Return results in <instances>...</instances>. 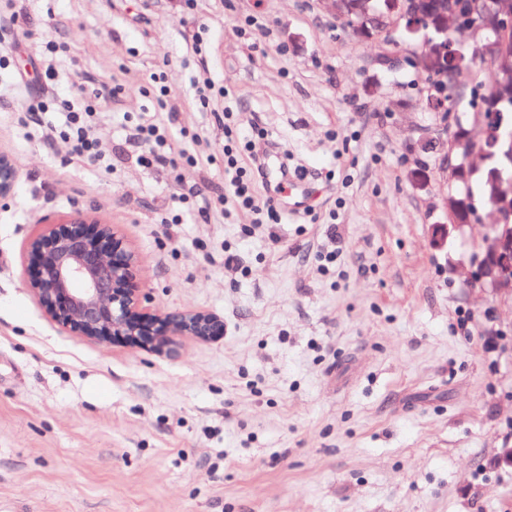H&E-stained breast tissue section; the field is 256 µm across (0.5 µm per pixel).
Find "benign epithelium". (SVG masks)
Listing matches in <instances>:
<instances>
[{"label": "benign epithelium", "instance_id": "benign-epithelium-1", "mask_svg": "<svg viewBox=\"0 0 512 512\" xmlns=\"http://www.w3.org/2000/svg\"><path fill=\"white\" fill-rule=\"evenodd\" d=\"M400 18L406 21L410 38L419 34L415 0H403ZM427 54L437 56L457 73L465 69L459 54L448 42V30L437 27L425 38ZM421 54L417 47L396 53L383 42L374 64L382 67L413 65ZM444 72L421 94L427 112H440L439 89ZM422 151L446 159L466 158L472 149L471 135H448L437 128L424 138ZM17 181L12 158L0 153V200L9 199ZM460 224H435L430 242L444 247ZM478 278L501 297L512 299V236L487 225L479 248ZM140 259L124 235L112 224H104L83 211L64 219L46 220L43 229L26 243L22 276L46 315L64 332L99 343L120 345L167 358L179 353L180 339L213 340L224 335V321L205 310L161 312L145 305L139 283Z\"/></svg>", "mask_w": 512, "mask_h": 512}]
</instances>
